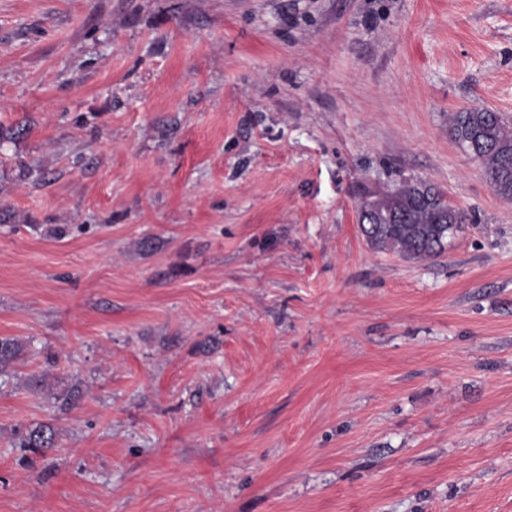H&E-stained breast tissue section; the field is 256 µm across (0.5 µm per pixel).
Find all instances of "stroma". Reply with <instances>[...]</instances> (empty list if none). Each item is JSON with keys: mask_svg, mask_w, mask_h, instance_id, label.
<instances>
[{"mask_svg": "<svg viewBox=\"0 0 512 512\" xmlns=\"http://www.w3.org/2000/svg\"><path fill=\"white\" fill-rule=\"evenodd\" d=\"M467 108L512 118V0H0V512H512ZM403 177L470 217L440 258L360 231ZM23 346L14 338H0V373L15 365L22 355ZM14 437L15 447L24 448L43 456L47 451L56 448L55 431L48 423L23 429L17 428L14 430Z\"/></svg>", "mask_w": 512, "mask_h": 512, "instance_id": "1", "label": "stroma"}]
</instances>
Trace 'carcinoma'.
Returning <instances> with one entry per match:
<instances>
[{
	"label": "carcinoma",
	"mask_w": 512,
	"mask_h": 512,
	"mask_svg": "<svg viewBox=\"0 0 512 512\" xmlns=\"http://www.w3.org/2000/svg\"><path fill=\"white\" fill-rule=\"evenodd\" d=\"M448 132L481 163L495 193L512 199V119L488 109L452 112ZM371 208L361 202L357 219L368 245L405 259L442 255L467 214L448 204L437 187L403 179L387 190L371 193ZM23 346L14 338H0V373L15 365ZM15 447L41 455L56 447L54 428L46 423L14 430Z\"/></svg>",
	"instance_id": "1"
}]
</instances>
